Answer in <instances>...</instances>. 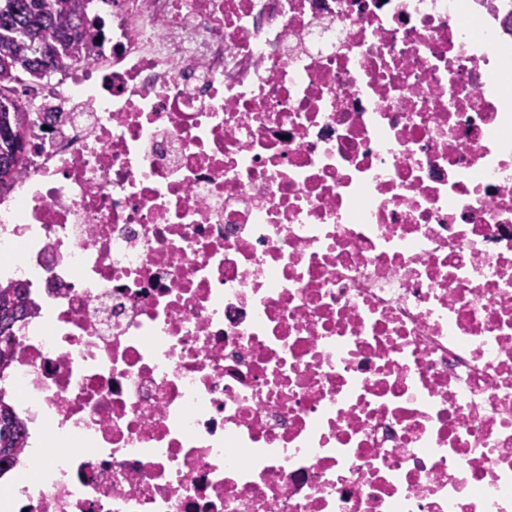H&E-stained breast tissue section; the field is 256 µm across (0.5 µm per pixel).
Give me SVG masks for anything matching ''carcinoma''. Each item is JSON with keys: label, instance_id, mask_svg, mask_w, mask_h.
I'll use <instances>...</instances> for the list:
<instances>
[{"label": "carcinoma", "instance_id": "cac0c4a2", "mask_svg": "<svg viewBox=\"0 0 512 512\" xmlns=\"http://www.w3.org/2000/svg\"><path fill=\"white\" fill-rule=\"evenodd\" d=\"M86 0H0V60L15 66L0 68V100L16 94L21 75L40 78L43 68L58 71L91 40ZM26 129L21 104L0 103V185L16 177L25 147L15 145L13 132ZM24 289L0 287V370L9 366L16 345L13 329L31 314ZM24 429L12 405L0 396V476L25 452Z\"/></svg>", "mask_w": 512, "mask_h": 512}]
</instances>
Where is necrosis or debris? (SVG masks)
<instances>
[{
    "instance_id": "4bbe7bcc",
    "label": "necrosis or debris",
    "mask_w": 512,
    "mask_h": 512,
    "mask_svg": "<svg viewBox=\"0 0 512 512\" xmlns=\"http://www.w3.org/2000/svg\"><path fill=\"white\" fill-rule=\"evenodd\" d=\"M0 191V512H512V0H100ZM32 307L24 289L14 285L0 287V370L14 358L16 345L13 329L16 323L31 314ZM24 429L12 405L0 396V478L25 452ZM13 448H16L14 451Z\"/></svg>"
}]
</instances>
